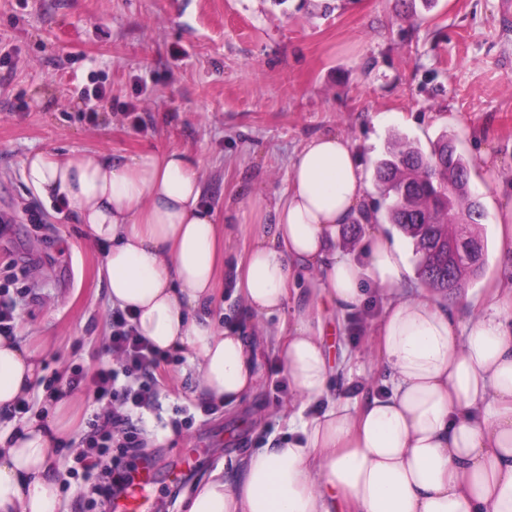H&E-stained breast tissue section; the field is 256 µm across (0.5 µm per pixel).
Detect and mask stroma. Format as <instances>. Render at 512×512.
<instances>
[{
	"label": "stroma",
	"mask_w": 512,
	"mask_h": 512,
	"mask_svg": "<svg viewBox=\"0 0 512 512\" xmlns=\"http://www.w3.org/2000/svg\"><path fill=\"white\" fill-rule=\"evenodd\" d=\"M504 0H0V268L24 270L33 297H17L16 332L52 345L44 379L67 390L73 368L109 360L103 253L69 211L47 206L22 178L34 151L97 152L123 160L148 148L196 157L203 201L223 212L288 185L289 157L309 136L333 131L360 152L365 180L396 137L430 148L456 137L471 160L469 191L482 201L512 195V13ZM107 99L89 111L79 94L92 73ZM40 224H32L31 214ZM362 311L328 320L332 347L354 353L372 389L382 380L376 320ZM217 325L254 337L258 382L239 402L196 413L182 429L174 410L201 405L187 358L159 370V409L137 420L155 468L153 512H185L200 483L221 471L227 485L242 460L288 440L300 399L278 390L286 374L246 312L233 280L215 295ZM100 406L84 396L70 447L59 457V512H100L69 476ZM199 464L174 489L170 473L187 449Z\"/></svg>",
	"instance_id": "stroma-1"
}]
</instances>
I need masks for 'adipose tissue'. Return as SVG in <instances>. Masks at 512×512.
Returning <instances> with one entry per match:
<instances>
[{
	"mask_svg": "<svg viewBox=\"0 0 512 512\" xmlns=\"http://www.w3.org/2000/svg\"><path fill=\"white\" fill-rule=\"evenodd\" d=\"M22 176L103 247L111 305L132 311L159 349L188 354L200 392L218 403L238 402L257 380L250 339L209 316L226 232L256 225L230 269L236 289L250 313L275 319L264 333L293 391L327 408L290 413L299 440L246 457L236 485L212 474L188 512H512V279L486 280L463 304L410 296L407 257L369 204L350 139L308 138L288 160L284 193L220 216L203 201L199 161L178 150L122 162L35 151ZM357 223L367 227L361 246L337 250V234ZM371 293L384 302L389 388L333 397L324 316L356 312ZM45 352L0 335V512H58L56 444L76 424L79 396L47 399L33 418L7 413L29 397Z\"/></svg>",
	"mask_w": 512,
	"mask_h": 512,
	"instance_id": "ef3b65f1",
	"label": "adipose tissue"
}]
</instances>
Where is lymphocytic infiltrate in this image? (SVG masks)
<instances>
[{
  "label": "lymphocytic infiltrate",
  "instance_id": "lymphocytic-infiltrate-1",
  "mask_svg": "<svg viewBox=\"0 0 512 512\" xmlns=\"http://www.w3.org/2000/svg\"><path fill=\"white\" fill-rule=\"evenodd\" d=\"M110 321L111 360L89 372L75 371L68 379L70 389L92 392L102 405L75 461L85 472H97L90 491L105 508L133 483L134 474L125 464L141 450L133 416L155 407L156 371L163 360L160 351L137 333L128 312L113 309Z\"/></svg>",
  "mask_w": 512,
  "mask_h": 512
}]
</instances>
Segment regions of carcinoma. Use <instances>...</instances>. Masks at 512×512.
I'll list each match as a JSON object with an SVG mask.
<instances>
[{"mask_svg":"<svg viewBox=\"0 0 512 512\" xmlns=\"http://www.w3.org/2000/svg\"><path fill=\"white\" fill-rule=\"evenodd\" d=\"M452 141L443 135L429 151L406 143L380 159L374 181L390 203L385 220L414 246L416 273L422 284L444 296L459 295L484 271L487 242L481 232L486 213L468 190L469 160L449 151ZM469 224L479 248L466 261L448 266V239L456 236L457 217Z\"/></svg>","mask_w":512,"mask_h":512,"instance_id":"cac0c4a2","label":"carcinoma"}]
</instances>
